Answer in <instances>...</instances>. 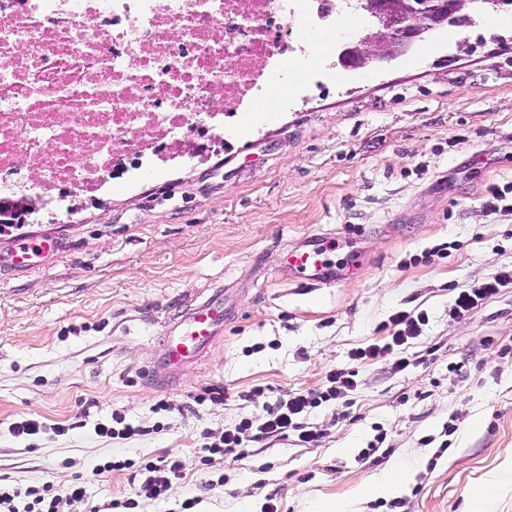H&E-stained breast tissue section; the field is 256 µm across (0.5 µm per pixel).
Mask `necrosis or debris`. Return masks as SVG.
<instances>
[{"label": "necrosis or debris", "instance_id": "1", "mask_svg": "<svg viewBox=\"0 0 512 512\" xmlns=\"http://www.w3.org/2000/svg\"><path fill=\"white\" fill-rule=\"evenodd\" d=\"M319 0H0V197L54 202L111 186L122 154L151 162L226 112L335 58ZM318 28L316 52L288 23Z\"/></svg>", "mask_w": 512, "mask_h": 512}]
</instances>
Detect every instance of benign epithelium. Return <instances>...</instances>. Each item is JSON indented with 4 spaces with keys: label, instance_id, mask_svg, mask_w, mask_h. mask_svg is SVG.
<instances>
[{
    "label": "benign epithelium",
    "instance_id": "7a95c632",
    "mask_svg": "<svg viewBox=\"0 0 512 512\" xmlns=\"http://www.w3.org/2000/svg\"><path fill=\"white\" fill-rule=\"evenodd\" d=\"M478 1L488 14L512 10V0H359L369 17V32L342 43L337 63L352 69L381 68L448 23L473 26Z\"/></svg>",
    "mask_w": 512,
    "mask_h": 512
}]
</instances>
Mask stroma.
Masks as SVG:
<instances>
[{
    "label": "stroma",
    "mask_w": 512,
    "mask_h": 512,
    "mask_svg": "<svg viewBox=\"0 0 512 512\" xmlns=\"http://www.w3.org/2000/svg\"><path fill=\"white\" fill-rule=\"evenodd\" d=\"M324 234L339 239L336 260L359 257L349 277L282 280L288 250ZM33 236L61 247L0 269L1 485L84 482V502L59 499L58 512H178L187 497L196 512H307L319 498L352 512H472V491L512 448V356L497 353L512 344V286L466 317L450 308L512 269V21L448 25L383 68L310 84L247 139L124 179L75 221H26L0 235V254ZM194 298L235 316L205 359L157 386L159 336ZM400 310L428 318L411 365L352 360ZM336 368L357 373L346 416L329 402L299 418L325 429L320 442L292 430L201 464L206 442ZM212 385L226 401L195 403ZM162 399L172 410H156ZM117 417L137 435L96 433ZM25 418L43 432L15 438ZM377 440L383 459H360ZM168 454L182 479L163 499L136 497L139 464ZM111 459L131 466L97 472ZM398 464L417 472L404 509L356 501L361 482Z\"/></svg>",
    "instance_id": "35a3bbf8"
}]
</instances>
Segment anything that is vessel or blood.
Wrapping results in <instances>:
<instances>
[{
	"mask_svg": "<svg viewBox=\"0 0 512 512\" xmlns=\"http://www.w3.org/2000/svg\"><path fill=\"white\" fill-rule=\"evenodd\" d=\"M335 248V240L311 238L290 251L288 273L304 279L315 288L335 283L336 270L325 257L326 252ZM58 249L59 243L54 239L25 241L10 253L9 262L24 266L32 257L47 256ZM230 316V309L216 306L212 301L190 302L185 318L165 330L162 336V342L168 348V357L160 371L161 376L172 377L180 367L199 360L213 345Z\"/></svg>",
	"mask_w": 512,
	"mask_h": 512,
	"instance_id": "1",
	"label": "vessel or blood"
}]
</instances>
